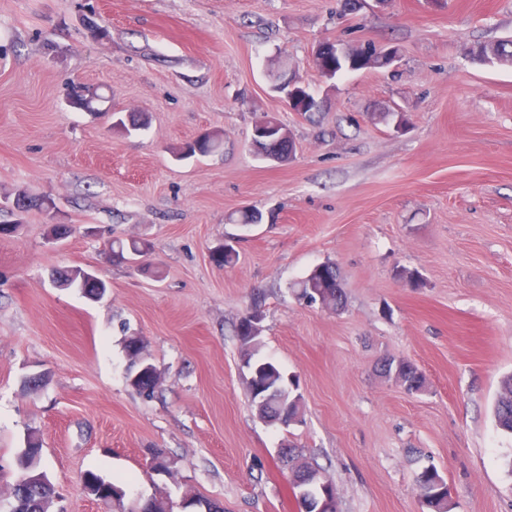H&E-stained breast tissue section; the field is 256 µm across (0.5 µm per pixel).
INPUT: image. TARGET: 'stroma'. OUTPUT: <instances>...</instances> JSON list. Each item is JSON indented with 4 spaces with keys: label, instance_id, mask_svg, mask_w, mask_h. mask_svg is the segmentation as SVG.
I'll return each mask as SVG.
<instances>
[{
    "label": "stroma",
    "instance_id": "35a3bbf8",
    "mask_svg": "<svg viewBox=\"0 0 512 512\" xmlns=\"http://www.w3.org/2000/svg\"><path fill=\"white\" fill-rule=\"evenodd\" d=\"M508 38L512 0H0V223L18 226L0 236V512L33 431L57 512H106L81 490L90 470L131 501L162 485L224 512H300L289 447L333 476L339 512H423L428 467L453 512H512V435L494 419L512 374V67L474 55ZM323 41L395 48L397 67L326 85ZM283 61L324 96L313 119L272 92ZM74 84L148 127L72 108ZM263 114L291 130L293 160L255 155ZM209 132L220 152L178 157ZM22 192L54 200L62 245L43 212L10 209ZM247 209L273 219L236 224ZM113 238L145 242L158 275L113 261ZM324 262L336 312L293 289ZM75 268L102 298L53 284ZM256 300L259 355L302 398L288 427L251 406L235 326ZM132 333L162 376L150 398L126 381ZM393 358L424 391L383 373ZM38 372L48 384L29 391ZM156 448L175 480L151 470Z\"/></svg>",
    "mask_w": 512,
    "mask_h": 512
}]
</instances>
